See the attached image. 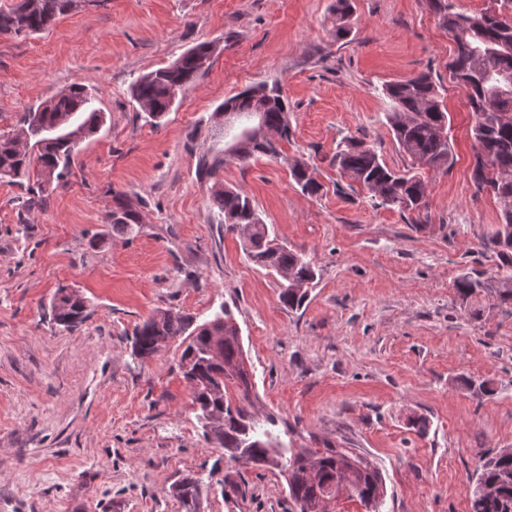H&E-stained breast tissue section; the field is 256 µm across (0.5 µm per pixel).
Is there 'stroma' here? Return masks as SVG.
Returning a JSON list of instances; mask_svg holds the SVG:
<instances>
[{"instance_id":"35a3bbf8","label":"stroma","mask_w":512,"mask_h":512,"mask_svg":"<svg viewBox=\"0 0 512 512\" xmlns=\"http://www.w3.org/2000/svg\"><path fill=\"white\" fill-rule=\"evenodd\" d=\"M334 0H76L48 29L0 34V133L72 82L103 117L64 178H0V512H181L170 486L219 465L202 512H297L279 471L221 460L167 344L134 359L136 325L172 310L201 324L220 305L240 328L260 414L294 447L332 442L384 477L380 512H471L481 454L512 448V304L469 297L465 273L503 275L485 242L502 210L471 180L467 99L450 79L455 43L429 0H353L336 35ZM212 42L203 74L160 121L130 96L143 75ZM421 72L442 86L449 168L418 165L386 120L383 87ZM278 85L293 137L278 156H226L217 113L244 88ZM373 145L427 186L420 223L373 206L331 166L337 144ZM218 161L213 181L200 161ZM322 188L303 193L294 161ZM248 195L289 250L317 272L306 304L284 308L274 276L225 231L212 183ZM138 211L112 228L115 198ZM86 319L57 325L59 288ZM489 381L493 394L478 385Z\"/></svg>"}]
</instances>
